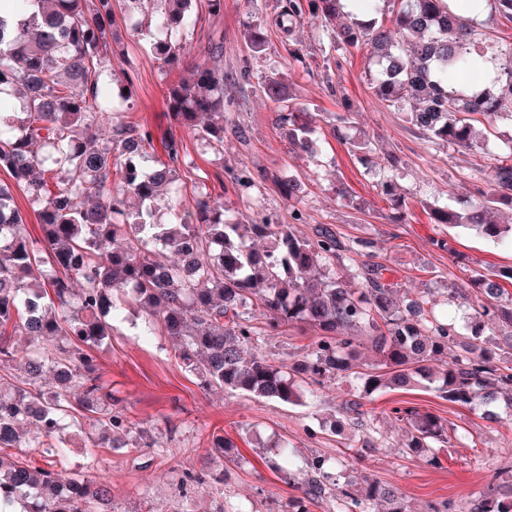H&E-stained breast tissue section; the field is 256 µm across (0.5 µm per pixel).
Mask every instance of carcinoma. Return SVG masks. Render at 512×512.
<instances>
[{"label": "carcinoma", "instance_id": "carcinoma-1", "mask_svg": "<svg viewBox=\"0 0 512 512\" xmlns=\"http://www.w3.org/2000/svg\"><path fill=\"white\" fill-rule=\"evenodd\" d=\"M0 367L23 364L19 383L0 382V512H112L108 481L58 473L70 435L85 422L92 448H109L121 433L130 448L156 446L120 409L99 373L95 349L110 342L113 323L126 311L142 313L139 336L175 341L182 364L200 371L210 388L303 405L327 382L355 379L359 394L342 402L360 424L363 400L418 384L477 414L504 398L512 407V338L501 345L483 336L491 322L512 326V266L475 270L468 307L470 335L438 319L427 295L402 298L383 268L367 267L346 279L336 266L376 246L370 239L341 242L328 228L312 238L271 214L229 219L224 204L207 192L185 199L175 187L182 143L167 145L169 161L153 156V139L135 122L112 123V93L101 82L112 47L115 7L135 31H147L155 58L170 70L183 65L175 40L190 22L195 0H159L149 20L134 19L139 0H0ZM397 5L386 16L388 3ZM356 18L338 26L341 0H285L274 20L284 34L309 17L334 50L370 44L376 50L373 92L388 107L407 113L431 146L474 151L488 145L496 122L512 120V45L495 49L477 38V12L486 6L512 22V0H353ZM250 56L265 50L264 30L245 25ZM205 62L189 81L167 89L174 124L205 146L224 147L232 99L224 85L251 82L248 69L224 70V39L201 46ZM258 90L281 108L279 124L289 145L315 156L326 135L342 137L336 117L324 132L316 117L295 106L278 72L258 78ZM460 206H429L430 221L474 228L498 246L512 248V224L496 219L512 210V138L494 158L469 175ZM244 192L262 184L245 168L233 176ZM39 206L42 237L33 238L16 193ZM138 201L130 208L129 198ZM265 241L263 249L255 241ZM160 245L175 262L152 257ZM269 318L258 327L255 321ZM288 325H306L317 336L296 366L280 365L258 351L263 336ZM32 337L18 350L7 328ZM369 336L378 363L360 362L355 332ZM247 345L253 347L243 354ZM507 350V356L500 351ZM449 355L436 373L428 362ZM405 423L408 454L420 456L448 442L441 419L409 407L396 410ZM32 448L45 460L33 466L6 452ZM300 479L295 512L328 499L337 512H406L397 487L366 480H331L328 459L297 465L288 442L274 444ZM429 512H512V480L493 473L466 509L454 502Z\"/></svg>", "mask_w": 512, "mask_h": 512}]
</instances>
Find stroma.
Listing matches in <instances>:
<instances>
[{"label": "stroma", "mask_w": 512, "mask_h": 512, "mask_svg": "<svg viewBox=\"0 0 512 512\" xmlns=\"http://www.w3.org/2000/svg\"><path fill=\"white\" fill-rule=\"evenodd\" d=\"M280 8V0H224L223 14L214 16L206 7L195 6V25L180 35L188 64L173 70L162 68L148 39L132 33L125 18H117L113 35L120 53L111 64L113 74L129 78L132 95L124 111L126 120L151 131L159 160L167 158V142H182L183 196L192 197L203 184L226 209L240 212L244 206L231 172L245 167L266 175L263 212L284 224L293 222V212H301L298 229L308 237L327 226L344 242L376 240L373 252L347 261L349 273L366 265L385 266L387 280L414 293H432L437 303L446 304L449 317L461 318L465 308L449 297L447 285L467 284L474 269L512 265V250L476 232L431 223L427 207L433 202L453 203L467 186L472 168L488 165L497 145H489L484 154L431 147L399 112L374 96L370 46L334 51L328 42L314 40L309 23L296 30L293 41H285L270 24ZM247 21L266 27V51L255 58L249 57L243 41ZM214 35L224 39L225 68L247 66L257 75L282 72L293 97L318 113L321 121L347 115L342 140L327 138L314 157L294 153L277 126L275 104L248 88L225 90L238 105L232 114L234 127L224 134L223 153L204 148L175 126L167 107V88L189 78L191 63L201 60V45ZM292 42L307 54L311 72H304L289 55ZM359 137L369 138L376 147L370 163H363L348 145L349 139ZM390 155L402 160L395 190L408 206L403 224L389 222L391 205L379 187L387 175L384 159ZM288 174L301 185L298 199L281 194L275 183L276 177ZM340 186L347 189V196L337 194ZM140 321L139 314H130L114 331L111 343L97 352L96 360L103 381L127 416L157 437L159 447L135 452L100 448L91 455L75 446L60 468L65 478L75 471L106 477L112 486L113 512H291L298 491L272 466V445L281 439L288 440L300 457L330 458L341 479L394 483L409 512H427L430 504L448 499L464 505L482 490L491 471L512 475V410L504 402L493 404L492 418L483 419L431 390H388L365 400L366 427L348 424L339 431L335 428L342 418L339 406L355 395L354 383L337 381L303 405L210 389L175 357L168 337L157 335L147 342L137 338L135 326ZM314 336L310 327L286 326L280 334L264 337L261 351L275 363L291 365L302 359ZM404 407L436 415L469 438L446 445L434 463L407 454L404 426L393 416L394 409ZM220 437L236 444L238 464H217L214 443ZM362 439L370 440V447L351 456L350 445ZM188 471L203 475L205 485L186 482Z\"/></svg>", "instance_id": "stroma-1"}]
</instances>
